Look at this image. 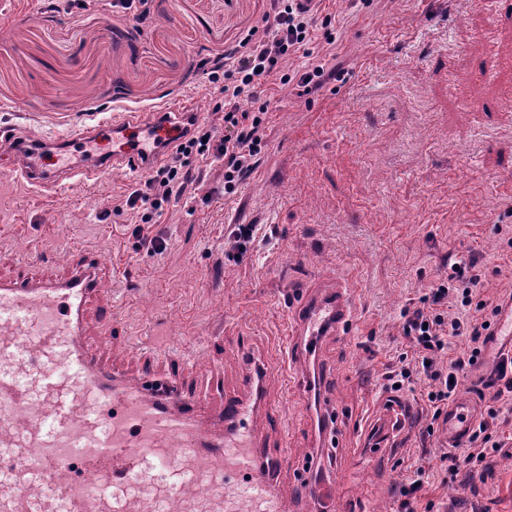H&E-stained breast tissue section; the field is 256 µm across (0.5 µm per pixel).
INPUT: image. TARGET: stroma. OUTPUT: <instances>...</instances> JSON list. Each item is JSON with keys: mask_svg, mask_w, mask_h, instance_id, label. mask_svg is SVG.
Masks as SVG:
<instances>
[{"mask_svg": "<svg viewBox=\"0 0 512 512\" xmlns=\"http://www.w3.org/2000/svg\"><path fill=\"white\" fill-rule=\"evenodd\" d=\"M0 0V134L70 140L80 125L113 114L149 119L154 107L201 116L215 106L204 60L244 37L268 0H149L142 22L117 20L112 0ZM336 18V77L317 93L265 90L272 114L265 158L231 198L212 164L192 199L171 204L154 233L164 254L142 247L125 217L105 215L113 194L137 178L105 170L92 181L39 191L0 153V276L22 266L68 274L73 247L112 263L106 304L134 346L162 370L213 394L238 390L242 346L273 360L294 296L344 280L352 329L321 337V407L295 395L285 372L264 376L271 449L290 461L276 491L296 512H317L296 481L308 464L339 476L350 512H395L408 465L447 447L425 433L420 390L405 391L416 415L394 445L367 450L384 397L383 375L405 342L399 313L448 274V256L478 255L490 287L512 289V0H326ZM260 230L246 252L228 234ZM85 332L101 356L135 371L137 358L111 341L97 308ZM336 419L323 446L320 411ZM481 503L512 512V446L492 460ZM434 512H469L470 485L431 477Z\"/></svg>", "mask_w": 512, "mask_h": 512, "instance_id": "1", "label": "stroma"}]
</instances>
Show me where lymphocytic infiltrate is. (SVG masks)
<instances>
[{
  "label": "lymphocytic infiltrate",
  "mask_w": 512,
  "mask_h": 512,
  "mask_svg": "<svg viewBox=\"0 0 512 512\" xmlns=\"http://www.w3.org/2000/svg\"><path fill=\"white\" fill-rule=\"evenodd\" d=\"M270 8L261 17L260 31H249L236 44L211 59L206 71L208 92L218 101L215 120L189 115L172 121L169 113L158 112L155 125L167 128L159 140L164 158L149 163L135 188L113 197L108 212L129 215L142 245L155 254L164 253L168 242L152 234L165 205L184 198L196 171L212 163L224 168V196L239 187L261 165L268 142L270 104L260 101V88L272 83L291 85L299 95L320 90L327 72L324 57L335 56L336 35L333 17L316 19L299 0H269ZM324 34H317V27ZM319 44L321 58L298 69L282 70L290 54L311 44ZM251 110H242V102ZM502 306L487 294L476 257L451 259L446 280L425 288L413 307L400 312V334L407 350L400 355L399 369L385 375L387 391L423 384V402L430 425H438L449 400L472 370L483 364L484 350L492 339V328ZM466 345L455 352V341ZM478 398L486 402L464 451L442 453L436 470L411 466L400 487L398 512H418L422 491L431 475L439 473L443 482L459 479L487 480L489 460L505 448L500 424L504 405H512V356L501 357L492 371L478 379Z\"/></svg>",
  "instance_id": "obj_1"
}]
</instances>
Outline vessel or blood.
<instances>
[{
	"instance_id": "1",
	"label": "vessel or blood",
	"mask_w": 512,
	"mask_h": 512,
	"mask_svg": "<svg viewBox=\"0 0 512 512\" xmlns=\"http://www.w3.org/2000/svg\"><path fill=\"white\" fill-rule=\"evenodd\" d=\"M114 149L103 167L141 171L156 158L154 140L123 145L125 122L113 118ZM21 175L46 187L85 182L98 170L73 166L56 175L25 164ZM62 279L21 272L0 280V482L25 493H0V512H126L127 489L149 469L162 478L141 495L138 512L159 502H203L207 512H233L235 500L251 512H284L273 484L288 464L265 451L255 404L241 393L207 398L170 373L144 367L129 374L104 361L84 339L89 306L102 295L110 270L97 256L75 250ZM287 359L300 368L315 354L319 336L346 332L353 305L344 284L306 293L291 304ZM413 414L388 401L382 423L403 427ZM479 419L469 396L449 403L441 433L449 447L464 445ZM311 501L336 503L334 481L300 477Z\"/></svg>"
}]
</instances>
